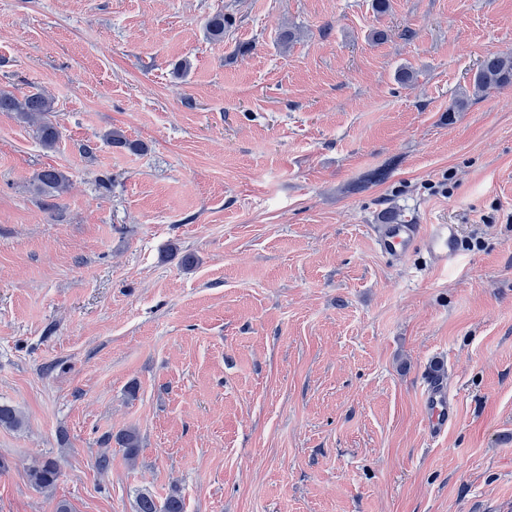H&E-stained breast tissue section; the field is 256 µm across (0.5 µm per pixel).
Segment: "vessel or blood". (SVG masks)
<instances>
[{"instance_id": "1", "label": "vessel or blood", "mask_w": 512, "mask_h": 512, "mask_svg": "<svg viewBox=\"0 0 512 512\" xmlns=\"http://www.w3.org/2000/svg\"><path fill=\"white\" fill-rule=\"evenodd\" d=\"M371 233L379 252L385 256H405L422 243L435 264L449 265L462 252L461 236L454 224H415L388 212L380 217L378 224L372 225ZM457 414V403L448 393L441 369L430 370L425 376L423 391L427 434L433 438L442 436L455 423Z\"/></svg>"}]
</instances>
